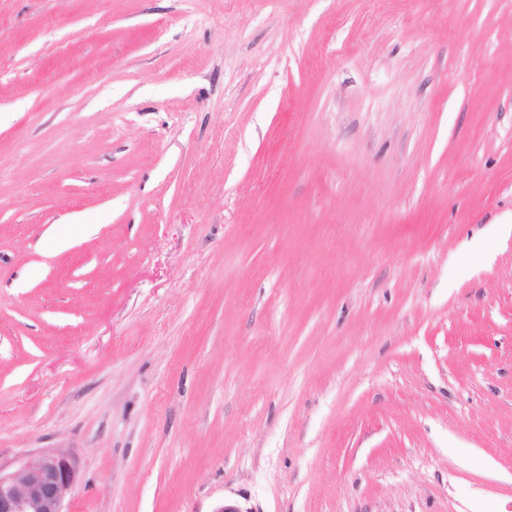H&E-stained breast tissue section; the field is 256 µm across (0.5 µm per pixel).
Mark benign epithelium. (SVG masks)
I'll return each instance as SVG.
<instances>
[{
  "mask_svg": "<svg viewBox=\"0 0 512 512\" xmlns=\"http://www.w3.org/2000/svg\"><path fill=\"white\" fill-rule=\"evenodd\" d=\"M76 478L71 457L50 452L35 462L0 464V512H64Z\"/></svg>",
  "mask_w": 512,
  "mask_h": 512,
  "instance_id": "7a95c632",
  "label": "benign epithelium"
}]
</instances>
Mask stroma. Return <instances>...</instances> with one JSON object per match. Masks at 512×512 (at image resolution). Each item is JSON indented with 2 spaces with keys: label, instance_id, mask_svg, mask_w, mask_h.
I'll return each instance as SVG.
<instances>
[{
  "label": "stroma",
  "instance_id": "stroma-1",
  "mask_svg": "<svg viewBox=\"0 0 512 512\" xmlns=\"http://www.w3.org/2000/svg\"><path fill=\"white\" fill-rule=\"evenodd\" d=\"M512 0H0V463L67 512H512ZM76 472L71 457L55 452L35 462L0 463V512H65Z\"/></svg>",
  "mask_w": 512,
  "mask_h": 512
}]
</instances>
